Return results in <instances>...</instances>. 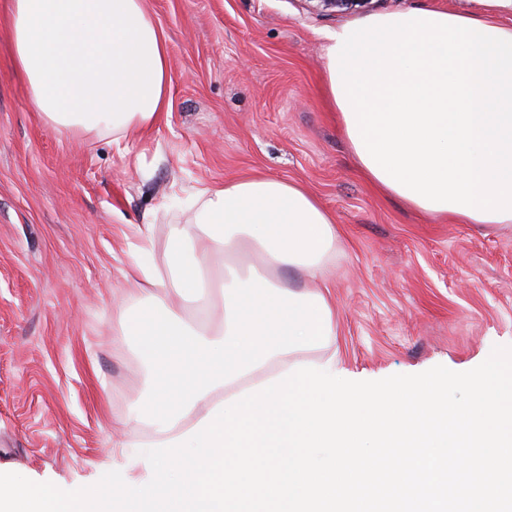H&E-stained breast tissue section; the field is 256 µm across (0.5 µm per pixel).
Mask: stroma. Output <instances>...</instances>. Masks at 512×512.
<instances>
[{
    "mask_svg": "<svg viewBox=\"0 0 512 512\" xmlns=\"http://www.w3.org/2000/svg\"><path fill=\"white\" fill-rule=\"evenodd\" d=\"M146 5L167 42L171 105L116 142L61 135L30 110L0 0V470L72 491L128 462L144 368L138 338L113 335L112 309L138 247L165 271L168 234L203 185L279 178L334 214L345 379L465 372L512 344V223L433 219L382 194L329 117L325 47L360 13L306 0Z\"/></svg>",
    "mask_w": 512,
    "mask_h": 512,
    "instance_id": "35a3bbf8",
    "label": "stroma"
}]
</instances>
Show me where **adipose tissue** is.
Instances as JSON below:
<instances>
[{"mask_svg":"<svg viewBox=\"0 0 512 512\" xmlns=\"http://www.w3.org/2000/svg\"><path fill=\"white\" fill-rule=\"evenodd\" d=\"M487 13L412 9L337 30L324 93L364 178L409 208L463 224L512 223V0ZM14 65L31 109L58 132L131 139L170 106L167 45L146 0H9ZM192 225L174 228L167 271L146 249L114 335L135 336L147 372L132 432L158 443L197 425L223 397L311 361L335 343L328 294L235 271L247 251L323 280L334 215L301 184L251 176L198 188ZM219 305L215 324L185 302Z\"/></svg>","mask_w":512,"mask_h":512,"instance_id":"ef3b65f1","label":"adipose tissue"}]
</instances>
